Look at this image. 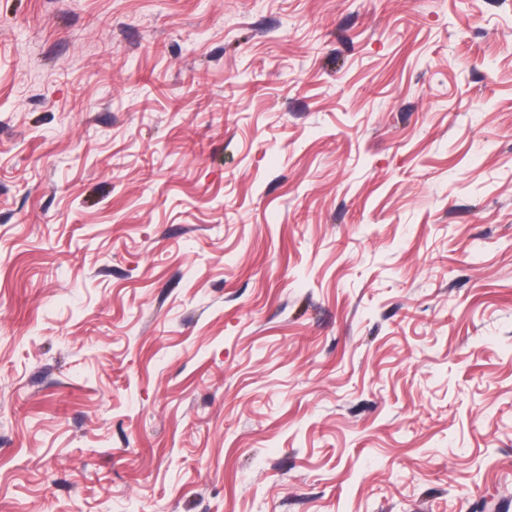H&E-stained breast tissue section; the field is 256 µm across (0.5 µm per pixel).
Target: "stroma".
Wrapping results in <instances>:
<instances>
[{
    "label": "stroma",
    "instance_id": "obj_1",
    "mask_svg": "<svg viewBox=\"0 0 512 512\" xmlns=\"http://www.w3.org/2000/svg\"><path fill=\"white\" fill-rule=\"evenodd\" d=\"M0 512H512V0H0Z\"/></svg>",
    "mask_w": 512,
    "mask_h": 512
}]
</instances>
